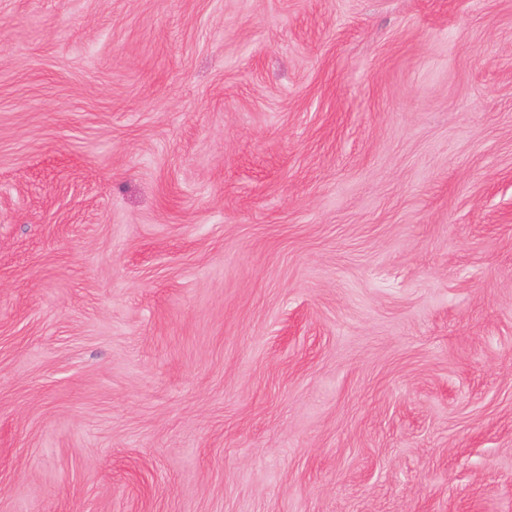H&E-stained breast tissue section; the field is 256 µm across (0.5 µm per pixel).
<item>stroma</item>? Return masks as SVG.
<instances>
[{
    "label": "stroma",
    "instance_id": "35a3bbf8",
    "mask_svg": "<svg viewBox=\"0 0 512 512\" xmlns=\"http://www.w3.org/2000/svg\"><path fill=\"white\" fill-rule=\"evenodd\" d=\"M0 512H512V0H0Z\"/></svg>",
    "mask_w": 512,
    "mask_h": 512
}]
</instances>
